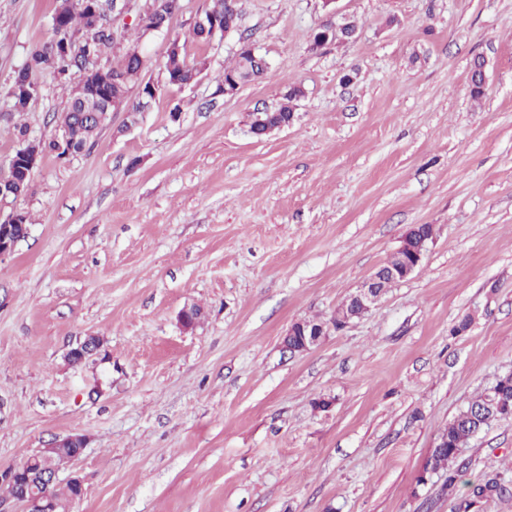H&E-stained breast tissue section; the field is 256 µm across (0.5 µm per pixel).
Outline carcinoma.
Instances as JSON below:
<instances>
[{"instance_id": "carcinoma-1", "label": "carcinoma", "mask_w": 512, "mask_h": 512, "mask_svg": "<svg viewBox=\"0 0 512 512\" xmlns=\"http://www.w3.org/2000/svg\"><path fill=\"white\" fill-rule=\"evenodd\" d=\"M207 13L216 17H229L238 22L239 11L235 0H212ZM64 28L72 34L83 38L93 33L98 36L99 46L105 52H110L114 37L112 30L101 26L93 29L92 19L84 12L62 6L61 16L56 21V28L52 29V36H57L59 28ZM143 65L142 54L137 47L132 46L126 50L121 58L113 65L108 66L95 77L88 75L83 68L71 63L70 57L61 54H50L45 46L33 49L26 59L23 67L15 74V78L24 82L32 78L33 74L49 71L57 75L61 82L70 85L68 105L57 115L56 126L69 132L76 149L83 150L96 136L97 120L95 111L105 98H122L127 93L128 82ZM167 85L175 86L178 82L190 78V65L186 62L185 54L169 56L164 63ZM265 72L252 63L244 53L236 54L234 64L224 68L223 78L238 77L244 82L262 78ZM303 96V89L293 86L288 90L283 100L275 107L276 119L284 120L293 117L294 101ZM57 150L55 137L48 139L31 138L28 128L22 126L18 129V147L16 151H24L30 155H43L46 152L54 153ZM512 421V372L501 375L491 387L486 389L467 407L460 410L448 423L437 442L443 443L441 448H433L430 457L431 469L442 470L448 473V488L455 487L457 477L463 465L457 463L460 448L464 447L470 439L480 430L494 421ZM506 488L498 481L489 479L473 487L471 498L464 501L463 508L469 509L476 500L501 495ZM50 495L56 502L58 510L66 509L78 491L67 483L59 488L50 487Z\"/></svg>"}]
</instances>
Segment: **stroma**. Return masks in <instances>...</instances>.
I'll return each instance as SVG.
<instances>
[{"label": "stroma", "instance_id": "35a3bbf8", "mask_svg": "<svg viewBox=\"0 0 512 512\" xmlns=\"http://www.w3.org/2000/svg\"><path fill=\"white\" fill-rule=\"evenodd\" d=\"M210 2L179 0L142 38L131 0L112 31L159 93L79 155L42 156L14 203L30 226L0 258V466L77 432L59 472L84 480L72 512H460L490 478L507 491L473 512H512V421L461 449L456 489L427 468L449 420L512 372V0H239L238 30L200 44ZM55 6L0 0V173L6 92ZM342 15L355 37L315 46ZM243 38L268 72L227 96ZM173 40L204 66L193 87L165 83ZM33 79L19 119L45 138L68 92ZM293 86V122L250 135ZM418 224L434 235L414 274L283 350ZM91 335L99 356L70 364ZM306 322L308 323H320L322 322L321 320L317 321V320H305ZM308 323H303V322H297V323H294L287 331L286 335H285V338H284V341H283V344H284V349L286 351L289 350H293V351H308L310 350L313 346H315L321 339L322 337L326 336L330 327H334L336 328V315H334L330 321L328 322H323V323H320L318 325H310ZM300 327L301 328V331H302V335H301V342L299 344L298 347H292V346H289L288 345V336H291L289 338V342L290 343H297L298 339L300 336H296L295 332H296V329Z\"/></svg>", "mask_w": 512, "mask_h": 512}]
</instances>
